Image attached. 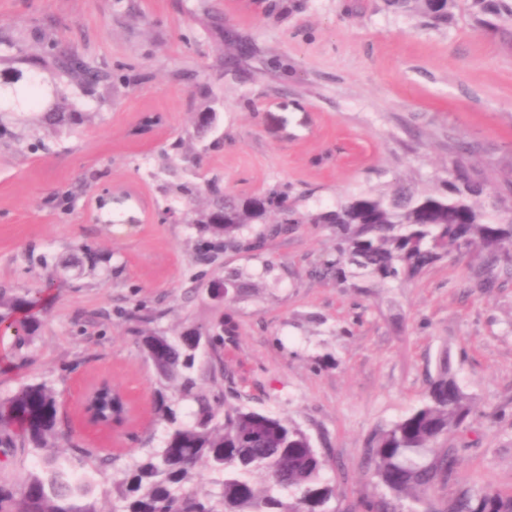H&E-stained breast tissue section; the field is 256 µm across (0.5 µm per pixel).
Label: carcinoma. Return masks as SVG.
Returning <instances> with one entry per match:
<instances>
[{"mask_svg":"<svg viewBox=\"0 0 512 512\" xmlns=\"http://www.w3.org/2000/svg\"><path fill=\"white\" fill-rule=\"evenodd\" d=\"M387 8L436 25L448 23L456 0H386ZM471 7L486 26L512 20V0H472ZM111 79L72 49H61L42 34L35 49L10 28L0 29V85L11 89L13 103L0 99V141L20 142L31 136L34 148H45L37 137L42 129L74 126L82 118L76 102L58 84L83 95ZM26 106L34 116L9 117ZM180 198L191 205L200 195L208 206L189 220L207 239L201 260L226 249H258L264 236L243 239L249 224H265L276 215L278 227L288 224H330L336 233V253L322 263L325 274L338 282L348 277L390 284L414 278L428 266L461 254L478 242L486 255L476 272L480 287L492 288L493 270L512 275V207L486 204V177L455 165L449 177L426 191L397 184L390 191L371 189L348 196L316 214L288 204V193L272 188L262 194L236 196L215 181L178 186ZM43 295L0 289V326L15 329L13 346L30 345L41 326ZM136 343L151 363L157 379L155 414L164 437L157 448H143L119 468L107 469L109 459L95 448H69L61 459L53 452L62 436L56 389L45 382L20 385L0 397V451L19 465L17 481L0 483V512H101L97 476L112 486V512H339L330 506L334 490L323 481L329 460L296 423L244 406L223 408L202 391L194 376L203 330L189 327L177 336L159 330H135ZM192 401L190 419L179 404ZM106 417L123 412L120 401L104 393L98 399ZM473 406L442 360L428 383L421 404L405 417L373 430L367 454L387 495L370 504L373 512H512V495L493 489L468 491L439 509L426 502L428 490L449 483L458 459L448 447V434L464 424ZM37 458L32 466L24 457ZM210 477L195 481L198 463ZM262 473L258 490L251 478Z\"/></svg>","mask_w":512,"mask_h":512,"instance_id":"carcinoma-1","label":"carcinoma"}]
</instances>
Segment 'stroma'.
I'll return each instance as SVG.
<instances>
[{"mask_svg": "<svg viewBox=\"0 0 512 512\" xmlns=\"http://www.w3.org/2000/svg\"><path fill=\"white\" fill-rule=\"evenodd\" d=\"M46 32L112 73L78 99L75 130L45 146L0 143V288L58 286L23 361L0 360V393L45 381L61 394L66 436L123 465L159 446L154 377L124 310L143 303L174 336L223 320L222 341L202 338V387L224 402L287 418L329 460L340 512H370L381 492L367 436L419 405L448 356L474 416L448 436L459 478L430 492L512 494V280L475 286L480 246L392 286L357 288L323 273L336 238L326 224L264 235L261 250L221 251L200 264L190 224L164 219L159 153L182 141V180L218 178L225 192L280 186L304 212L402 182L418 190L447 178L461 146L489 179L491 199L512 194V21L479 23L458 0L448 24L387 10L383 0H0V26ZM249 50L239 53L228 34ZM147 112L164 122L134 129ZM215 113L204 149L194 117ZM88 244L93 271L69 266ZM222 280L223 299L208 295ZM108 379L128 418L91 431L81 397Z\"/></svg>", "mask_w": 512, "mask_h": 512, "instance_id": "35a3bbf8", "label": "stroma"}]
</instances>
